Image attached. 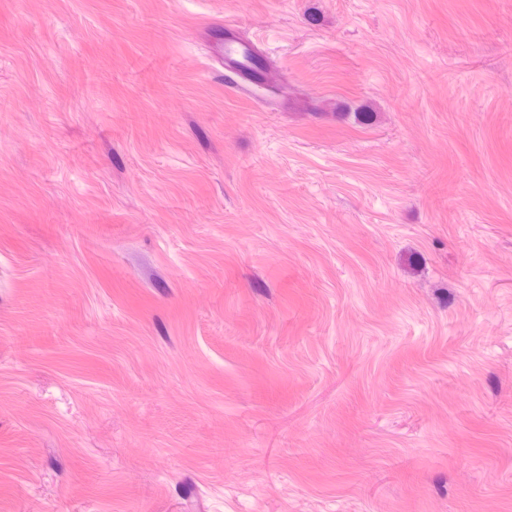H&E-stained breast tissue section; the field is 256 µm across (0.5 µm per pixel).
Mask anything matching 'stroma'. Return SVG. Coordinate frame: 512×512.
I'll return each instance as SVG.
<instances>
[{"label":"stroma","instance_id":"35a3bbf8","mask_svg":"<svg viewBox=\"0 0 512 512\" xmlns=\"http://www.w3.org/2000/svg\"><path fill=\"white\" fill-rule=\"evenodd\" d=\"M0 512H512V0H0Z\"/></svg>","mask_w":512,"mask_h":512}]
</instances>
